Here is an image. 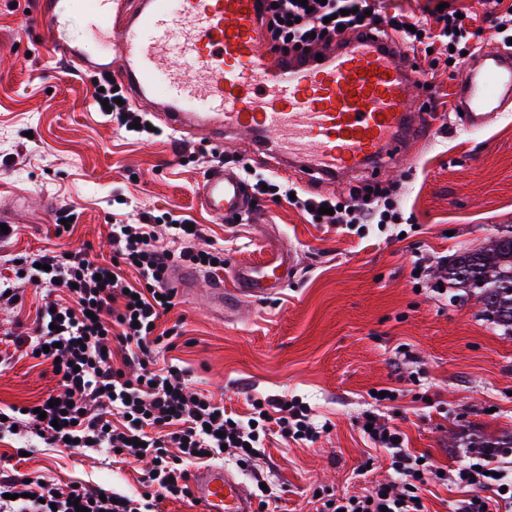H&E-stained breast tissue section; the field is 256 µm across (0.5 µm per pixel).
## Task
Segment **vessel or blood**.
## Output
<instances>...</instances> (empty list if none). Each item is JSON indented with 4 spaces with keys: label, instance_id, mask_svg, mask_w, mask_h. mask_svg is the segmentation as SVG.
<instances>
[{
    "label": "vessel or blood",
    "instance_id": "1",
    "mask_svg": "<svg viewBox=\"0 0 512 512\" xmlns=\"http://www.w3.org/2000/svg\"><path fill=\"white\" fill-rule=\"evenodd\" d=\"M260 0H88L86 33L98 44L90 54L65 39L73 0H41L34 20L44 51L78 73L104 68L131 100L150 105L175 134H203L215 150L226 136L246 130L256 143L274 134L290 164L321 178L363 169L372 159L402 155L406 141L423 134L408 119L420 108L415 78L393 46L374 29L348 37L322 58L295 64L263 47ZM455 110L465 130L487 128L512 101V56L479 51L465 65ZM202 208L227 222L250 209L243 175L215 166L204 175ZM295 265L293 253L266 244L257 264H237L232 286L213 288L207 302L255 301L277 294ZM200 273L169 270L167 283L194 297ZM199 512H255L248 487L223 466L209 465L191 477Z\"/></svg>",
    "mask_w": 512,
    "mask_h": 512
}]
</instances>
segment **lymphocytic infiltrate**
Returning <instances> with one entry per match:
<instances>
[{
    "instance_id": "lymphocytic-infiltrate-1",
    "label": "lymphocytic infiltrate",
    "mask_w": 512,
    "mask_h": 512,
    "mask_svg": "<svg viewBox=\"0 0 512 512\" xmlns=\"http://www.w3.org/2000/svg\"><path fill=\"white\" fill-rule=\"evenodd\" d=\"M262 24L281 55H307L316 46H330L343 33L377 28L392 44L417 50L423 40L439 35L458 46L468 25L454 6L432 17L401 12L381 13L378 0H261ZM356 210L338 208L335 199L308 197L300 202L317 223L329 225L387 223L392 207L377 211L358 196ZM169 245H160L152 224H116L111 264L88 260L85 254L67 257L45 250L34 255L29 281L53 290L69 288L70 303H54L39 313L36 335L27 337L25 353L51 361L61 390L39 400L37 411L19 406L0 408V436L14 428L28 429L31 438L53 447L75 440L79 448L120 452L128 459H150L153 471L146 491L127 495L102 491L82 483L59 486L53 480L0 474V512H155L158 500L191 495L189 465L227 455L241 468H254L269 425L295 441H315L320 434L309 409L298 398L270 396L254 399L249 420L231 419L210 398L189 390L176 366L154 368L153 356L173 345L177 328L160 329L174 305L175 291L165 274L174 265L202 267L223 261L224 252H204L191 245L184 217L169 216ZM136 268L140 280L131 284L122 266ZM368 439L391 456L395 478L360 495L324 496V512H427L421 492L432 482L467 489L457 512H502L512 507V460L495 454L472 457L466 466L440 472L420 461L404 444L401 432L364 414Z\"/></svg>"
}]
</instances>
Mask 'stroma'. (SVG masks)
Segmentation results:
<instances>
[{
	"instance_id": "1",
	"label": "stroma",
	"mask_w": 512,
	"mask_h": 512,
	"mask_svg": "<svg viewBox=\"0 0 512 512\" xmlns=\"http://www.w3.org/2000/svg\"><path fill=\"white\" fill-rule=\"evenodd\" d=\"M40 0H0V203L24 193L25 209L5 216L14 235L0 241V275L49 249H88L111 263V227L139 223L143 213L170 212L203 227L197 247L223 248L228 263L258 262L265 241L284 238L296 265L277 295L220 313L177 298L161 319L177 327L159 365L174 364L188 385L211 395L226 413L247 418L255 398L298 397L321 427L312 443L273 433L248 486L269 482L268 512H321L315 489L361 494L392 480L390 456L363 436L370 411L406 435L409 448L435 466L454 469L474 451L459 433L494 438L512 433V332L491 323L476 295L436 293L439 272L462 250L512 234V102L486 130L458 127L455 91L464 77L448 63L444 41L424 42L407 65L418 66L440 96L430 138L388 166L335 182L306 168H283L278 151L229 139L224 153L260 174H279L299 196L346 201L351 188L388 191L397 223L329 228L298 206L263 197L243 219L225 223L199 203L213 150L199 137L147 140L98 112L95 74L73 73L49 57L32 20ZM69 232L56 234L60 220ZM19 298L0 302V350L13 359L0 370V408L27 405L56 390L49 363L16 350L14 335L33 332L44 293L19 282ZM394 390L376 402L371 391ZM26 448L19 456L18 448ZM140 493L147 462L120 463L92 450L26 447L24 435L0 440V467Z\"/></svg>"
}]
</instances>
